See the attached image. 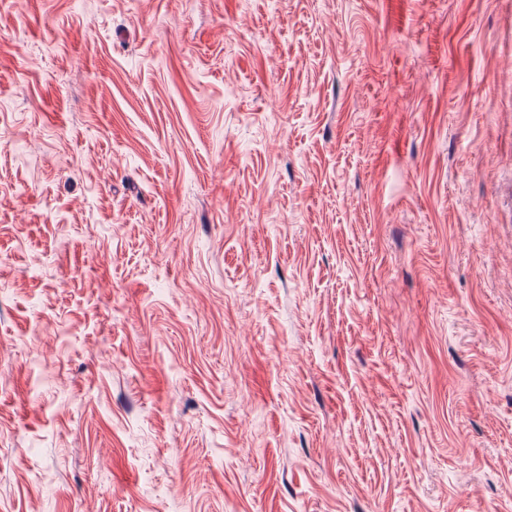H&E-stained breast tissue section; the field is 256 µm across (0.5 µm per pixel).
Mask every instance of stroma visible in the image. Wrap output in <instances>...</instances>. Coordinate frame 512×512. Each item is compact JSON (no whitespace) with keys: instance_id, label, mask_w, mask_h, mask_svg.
Here are the masks:
<instances>
[{"instance_id":"35a3bbf8","label":"stroma","mask_w":512,"mask_h":512,"mask_svg":"<svg viewBox=\"0 0 512 512\" xmlns=\"http://www.w3.org/2000/svg\"><path fill=\"white\" fill-rule=\"evenodd\" d=\"M0 512H512V0H0Z\"/></svg>"}]
</instances>
